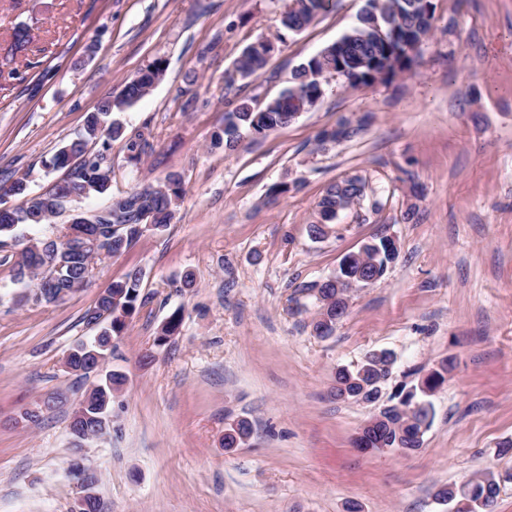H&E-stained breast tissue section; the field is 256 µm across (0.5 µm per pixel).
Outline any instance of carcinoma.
Wrapping results in <instances>:
<instances>
[{"label": "carcinoma", "instance_id": "obj_1", "mask_svg": "<svg viewBox=\"0 0 512 512\" xmlns=\"http://www.w3.org/2000/svg\"><path fill=\"white\" fill-rule=\"evenodd\" d=\"M332 0H288L280 18L281 26L299 32L313 24L328 11ZM434 12L432 0H365L358 24L335 42L322 48L305 64L296 69L293 85L263 106L255 107L252 100L242 99L232 110L224 113V125L212 134V148L233 150L243 135L260 137L267 132L289 124L301 107L321 95L327 77L336 75L356 86L374 81L369 70L351 66L341 67L339 58L370 62L386 47L394 49L396 58L406 55L398 33L411 38V51L419 54L428 40L432 24L425 20L426 13ZM31 41L28 24L20 22L12 28L10 41L4 49L3 61H14ZM273 43L260 37L247 44L233 67L225 72L229 87L239 81L259 77L268 64ZM163 75L157 63L139 73L126 83L119 96L102 99L96 109L87 115L82 135L61 148L49 166L64 171L46 190L28 191L24 177L13 180L0 189V236L17 239L16 230L21 225L49 224L60 216L67 205L91 194L111 193L112 162L108 152L112 142L124 140L127 159L137 164L153 151L152 134L145 124L131 131L110 119L112 112L129 107L145 96ZM343 134L336 137V129H327L318 136L321 145L339 143L357 134L359 128L350 122L341 123ZM181 179L173 174L163 182L135 188L111 199V203L96 211L86 225L93 236V247L81 253L67 249L66 240L75 224L61 225L55 234L43 238H30L16 254L15 278L27 283L28 291L21 302L33 306L56 304L88 285L93 260L114 257L127 252L146 232H160L171 224L175 210L184 197ZM20 196L21 204L9 205L5 197ZM366 198V182L359 175L346 176L326 188L318 203L320 220L309 225L312 238H325L331 223L339 212L357 206ZM386 237L362 244L357 250L343 255L338 270L321 283L306 286L316 300V312L311 322L316 336L333 335L336 325L348 314V289L355 283H374L386 273L398 256V249L385 245ZM142 271L137 267L128 270L124 278L112 283L101 295L96 305L85 313L86 324L99 328L93 341L81 343L67 356L70 371L88 379L95 374V383L82 396L85 403L80 419L74 421L72 434L77 439L103 437L112 426V401L120 392L126 378L120 372L108 370L98 373L97 358L112 355L114 338L122 335L143 300L140 299ZM182 322L179 312L173 313L163 323L158 337L164 342L174 335ZM394 364L393 355L387 351L369 353L355 369L340 368L336 371L333 395L338 400L378 404L382 387L389 380ZM448 366L431 371L420 383L408 390H398L396 402L384 404L371 416L376 421L373 434L354 439V445L364 450L383 452L385 449L409 453L422 447L423 437L433 420V410L427 397L445 381ZM250 423L240 419L224 433V448H236L251 435ZM499 482L491 473L475 475L459 485L441 487L436 497L455 503L456 512H495L499 495Z\"/></svg>", "mask_w": 512, "mask_h": 512}]
</instances>
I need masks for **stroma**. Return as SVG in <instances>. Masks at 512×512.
Instances as JSON below:
<instances>
[{
	"label": "stroma",
	"instance_id": "1",
	"mask_svg": "<svg viewBox=\"0 0 512 512\" xmlns=\"http://www.w3.org/2000/svg\"><path fill=\"white\" fill-rule=\"evenodd\" d=\"M433 3L432 35L409 69L354 88L329 78L292 123L224 152L210 139L225 111L287 89L352 29L364 0H336L283 33L265 73L229 91L224 72L242 49L281 33L284 0H0L1 44L15 24L33 26L16 76L0 77V181L25 175L44 190L57 178L45 161L86 113L158 62L161 80L120 114L127 128L150 126L154 151L132 165L113 142L112 194L170 174L185 189L165 231L97 260L90 284L55 305L19 303L18 247H0V512H70L76 459L99 477L102 512H451L437 489L482 471L500 483L495 512H512V453L500 452L512 441V0ZM344 120L361 131L319 150L318 134ZM354 174L366 201L312 240L326 187ZM283 182L288 193L268 201ZM380 236L396 239L397 261L351 290L332 336H314L307 285ZM133 267L144 304L110 360L127 383L110 436L78 451L70 421L87 384L62 360L96 335L85 312ZM188 271L191 289L180 285ZM178 310L179 333L159 341ZM380 349L396 356L386 401L452 365L411 453L358 451L378 407L332 394L338 367ZM51 392L66 402L39 425L19 423ZM239 418L253 434L225 450Z\"/></svg>",
	"mask_w": 512,
	"mask_h": 512
}]
</instances>
